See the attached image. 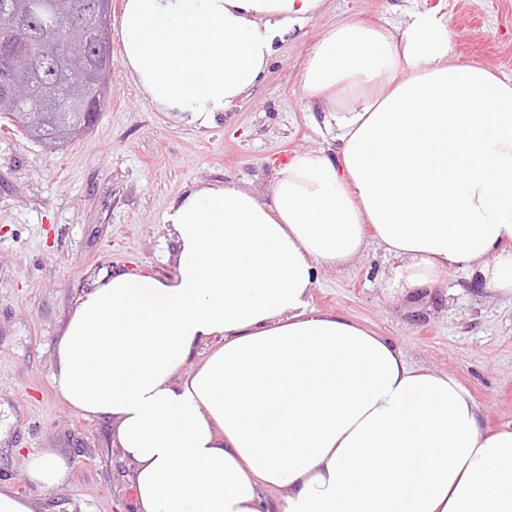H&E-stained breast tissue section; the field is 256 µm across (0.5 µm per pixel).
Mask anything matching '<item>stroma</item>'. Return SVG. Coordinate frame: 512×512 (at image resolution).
I'll return each instance as SVG.
<instances>
[{
    "instance_id": "35a3bbf8",
    "label": "stroma",
    "mask_w": 512,
    "mask_h": 512,
    "mask_svg": "<svg viewBox=\"0 0 512 512\" xmlns=\"http://www.w3.org/2000/svg\"><path fill=\"white\" fill-rule=\"evenodd\" d=\"M456 55L512 81V0H447ZM403 0H326L294 29L262 81L216 120L189 123L150 104L113 39L111 88L82 139L50 150L0 126V483L36 512H133V469L112 442V422L69 406L52 383L57 344L78 298L101 270L174 273L163 224L171 202L196 187L236 181L267 197L272 168L338 143L323 132L327 105L300 78L321 34L348 18L396 21ZM395 261L378 248L324 273L311 303L390 339L409 362L453 374L484 425L512 427V298L439 283L438 300L390 297ZM69 467L57 486L33 483L29 454Z\"/></svg>"
}]
</instances>
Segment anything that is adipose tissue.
Returning a JSON list of instances; mask_svg holds the SVG:
<instances>
[{"instance_id":"ef3b65f1","label":"adipose tissue","mask_w":512,"mask_h":512,"mask_svg":"<svg viewBox=\"0 0 512 512\" xmlns=\"http://www.w3.org/2000/svg\"><path fill=\"white\" fill-rule=\"evenodd\" d=\"M324 5L124 0L122 63L150 103L207 122ZM446 8L328 29L301 80L336 154L273 168L265 201L234 181L181 196L163 219L174 275L111 269L79 298L54 384L111 419L135 512H512V428L485 429L453 375L311 305L322 269L372 246L401 292L464 269L512 296V82L454 56Z\"/></svg>"}]
</instances>
